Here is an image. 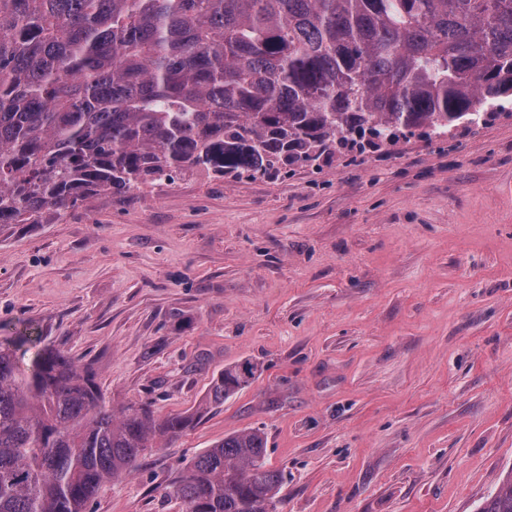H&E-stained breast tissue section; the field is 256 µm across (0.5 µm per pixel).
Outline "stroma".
Masks as SVG:
<instances>
[{
	"label": "stroma",
	"mask_w": 512,
	"mask_h": 512,
	"mask_svg": "<svg viewBox=\"0 0 512 512\" xmlns=\"http://www.w3.org/2000/svg\"><path fill=\"white\" fill-rule=\"evenodd\" d=\"M476 130L409 135L270 177L183 175L0 233V341L90 365L120 406L195 410L255 379L94 512H183L166 487L245 429L277 512H478L512 472V98Z\"/></svg>",
	"instance_id": "obj_1"
}]
</instances>
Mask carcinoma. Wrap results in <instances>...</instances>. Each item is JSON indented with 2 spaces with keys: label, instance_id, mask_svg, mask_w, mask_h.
I'll list each match as a JSON object with an SVG mask.
<instances>
[{
  "label": "carcinoma",
  "instance_id": "obj_1",
  "mask_svg": "<svg viewBox=\"0 0 512 512\" xmlns=\"http://www.w3.org/2000/svg\"><path fill=\"white\" fill-rule=\"evenodd\" d=\"M512 97V0H0V230L90 194L252 177L361 152L375 130L444 136ZM0 342V512H93L100 486L253 380L226 367L193 412L112 408L53 345ZM283 474L242 430L171 484L186 512H275ZM478 512H512V475Z\"/></svg>",
  "mask_w": 512,
  "mask_h": 512
}]
</instances>
